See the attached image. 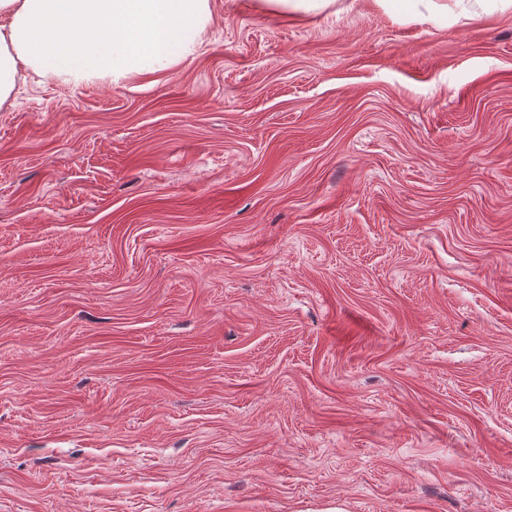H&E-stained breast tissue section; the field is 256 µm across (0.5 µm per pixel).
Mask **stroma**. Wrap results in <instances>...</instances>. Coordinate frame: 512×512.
Instances as JSON below:
<instances>
[{
	"label": "stroma",
	"instance_id": "obj_1",
	"mask_svg": "<svg viewBox=\"0 0 512 512\" xmlns=\"http://www.w3.org/2000/svg\"><path fill=\"white\" fill-rule=\"evenodd\" d=\"M210 7L0 107V512H512V6Z\"/></svg>",
	"mask_w": 512,
	"mask_h": 512
}]
</instances>
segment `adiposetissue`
Masks as SVG:
<instances>
[{"label":"adipose tissue","mask_w":512,"mask_h":512,"mask_svg":"<svg viewBox=\"0 0 512 512\" xmlns=\"http://www.w3.org/2000/svg\"><path fill=\"white\" fill-rule=\"evenodd\" d=\"M210 18L209 0H0V107L27 69L73 85L167 71Z\"/></svg>","instance_id":"obj_1"}]
</instances>
